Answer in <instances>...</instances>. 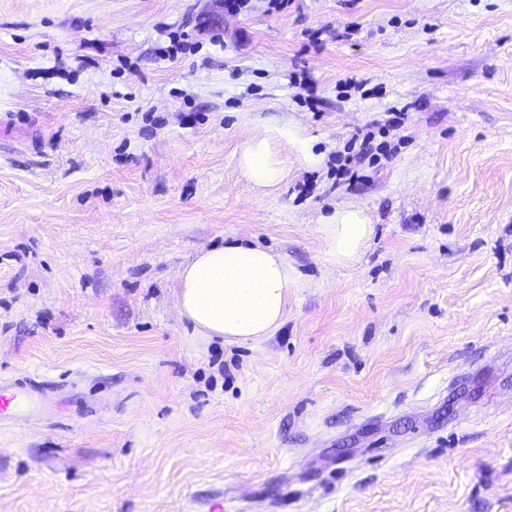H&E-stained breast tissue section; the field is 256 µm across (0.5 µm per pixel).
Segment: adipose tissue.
Returning a JSON list of instances; mask_svg holds the SVG:
<instances>
[{"mask_svg": "<svg viewBox=\"0 0 512 512\" xmlns=\"http://www.w3.org/2000/svg\"><path fill=\"white\" fill-rule=\"evenodd\" d=\"M238 166L258 190L279 184L285 168L269 138L256 136L241 147ZM372 228L359 209L328 217L325 233L340 262L352 260ZM294 276L287 262L259 245L230 242L203 249L182 268L178 306L205 337L247 342L272 336L281 325Z\"/></svg>", "mask_w": 512, "mask_h": 512, "instance_id": "adipose-tissue-1", "label": "adipose tissue"}]
</instances>
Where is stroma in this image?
I'll return each mask as SVG.
<instances>
[{
    "mask_svg": "<svg viewBox=\"0 0 512 512\" xmlns=\"http://www.w3.org/2000/svg\"><path fill=\"white\" fill-rule=\"evenodd\" d=\"M286 125L320 161L280 149L257 194L240 148ZM369 131L390 153L338 176ZM345 207L373 233L340 263ZM228 242L296 276L270 338L179 312ZM27 374L66 411L0 429V512H512V0H0V379Z\"/></svg>",
    "mask_w": 512,
    "mask_h": 512,
    "instance_id": "35a3bbf8",
    "label": "stroma"
}]
</instances>
